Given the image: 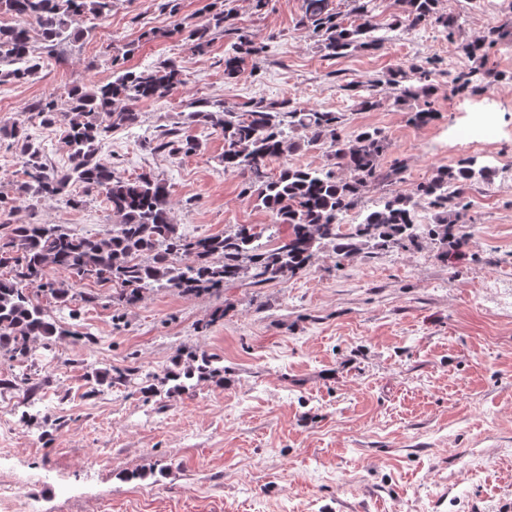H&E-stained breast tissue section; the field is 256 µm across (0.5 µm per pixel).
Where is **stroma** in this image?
<instances>
[{
  "label": "stroma",
  "instance_id": "obj_1",
  "mask_svg": "<svg viewBox=\"0 0 512 512\" xmlns=\"http://www.w3.org/2000/svg\"><path fill=\"white\" fill-rule=\"evenodd\" d=\"M213 0H113L108 18L78 20L80 42L47 47L33 38L42 69L0 83V125L27 121L51 168L69 164L59 127L30 106L49 88L111 80L109 59L141 70L173 60L185 82L137 103L136 124L112 130L98 157L122 176L150 173L168 189L170 218L189 238L237 225L272 223L220 161L222 136L195 128V152L163 149L194 101L239 110L252 101L339 112L343 136L383 131V168L397 179L366 190L345 224L393 193H410L437 169L463 159L496 168L468 187L466 247L439 258L421 247L368 249L337 266L323 249L305 272L217 292L166 288L130 304L92 278L70 279V308L41 297L66 336L30 345L26 383L0 356V512H512V0H439L459 18L439 28L393 25L401 10L382 0L377 48L325 57L300 29L302 0H224L264 49L254 73L224 75L236 38L216 35L204 53L187 34ZM500 30L481 64L458 44ZM420 64L431 70L433 121L415 124L416 102L400 103L380 78ZM472 72L478 93L454 90ZM378 81V107L360 111L346 86ZM15 148L0 141V236L13 224H59L81 236L115 223L104 197L72 188L65 197L13 199L24 181ZM217 356L224 383L196 381L179 393L145 394L178 357ZM96 368H132L137 384L104 386ZM32 415L23 424L22 414Z\"/></svg>",
  "mask_w": 512,
  "mask_h": 512
}]
</instances>
